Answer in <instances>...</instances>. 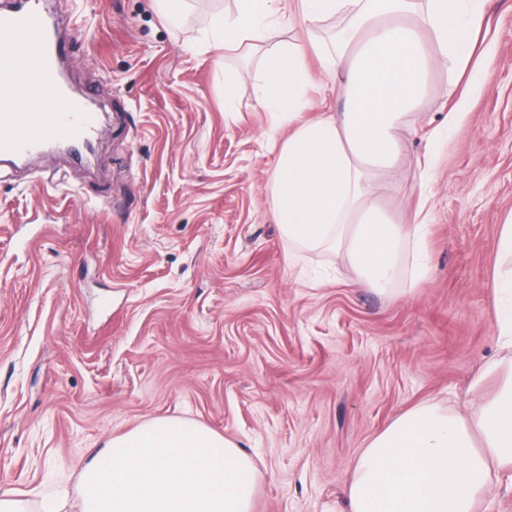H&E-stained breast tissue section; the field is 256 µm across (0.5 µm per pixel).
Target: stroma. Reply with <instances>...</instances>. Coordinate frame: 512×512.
Here are the masks:
<instances>
[{"label":"stroma","instance_id":"1","mask_svg":"<svg viewBox=\"0 0 512 512\" xmlns=\"http://www.w3.org/2000/svg\"><path fill=\"white\" fill-rule=\"evenodd\" d=\"M71 16L74 89L99 114L96 156L0 168V496L76 491L89 457L155 417L235 442L252 512H340L369 441L421 404L464 411L474 378L512 356L494 316L512 215V0H485L481 92L434 72L378 201L428 224L426 273L382 294L340 253L296 255L274 222L263 52L308 46L309 105L343 108L315 52L337 24L294 21L262 52L208 45L233 0H50ZM237 71L234 109L224 73ZM465 118L428 171L430 132Z\"/></svg>","mask_w":512,"mask_h":512}]
</instances>
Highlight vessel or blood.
Instances as JSON below:
<instances>
[{"label":"vessel or blood","mask_w":512,"mask_h":512,"mask_svg":"<svg viewBox=\"0 0 512 512\" xmlns=\"http://www.w3.org/2000/svg\"><path fill=\"white\" fill-rule=\"evenodd\" d=\"M47 18L45 0H10L0 11V44L12 55L10 70L0 73V98L21 104L20 111L0 113L1 158L29 157L57 140L85 149L98 133L97 113L60 83L65 38Z\"/></svg>","instance_id":"obj_1"}]
</instances>
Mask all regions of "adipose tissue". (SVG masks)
Returning <instances> with one entry per match:
<instances>
[{"label":"adipose tissue","instance_id":"obj_1","mask_svg":"<svg viewBox=\"0 0 512 512\" xmlns=\"http://www.w3.org/2000/svg\"><path fill=\"white\" fill-rule=\"evenodd\" d=\"M209 32L228 50H252L297 18L348 17L350 39L323 46L325 73L340 77L344 108L295 124L271 140L269 190L276 222L298 253L344 247L356 278L390 292L403 272L419 278L428 256L423 219L405 223L373 195L396 166L399 133L430 89L442 62L470 70V85L489 83L470 68L480 0H234ZM435 40L428 52L423 32ZM301 45L283 41L264 55L257 101L279 122L307 104L311 77ZM512 470V365L496 392L465 413L420 406L396 418L361 453L347 489L346 512H474L492 469ZM257 469L236 443L207 426L150 419L114 436L84 467L77 495L60 489L37 507L0 499V512H251Z\"/></svg>","mask_w":512,"mask_h":512}]
</instances>
